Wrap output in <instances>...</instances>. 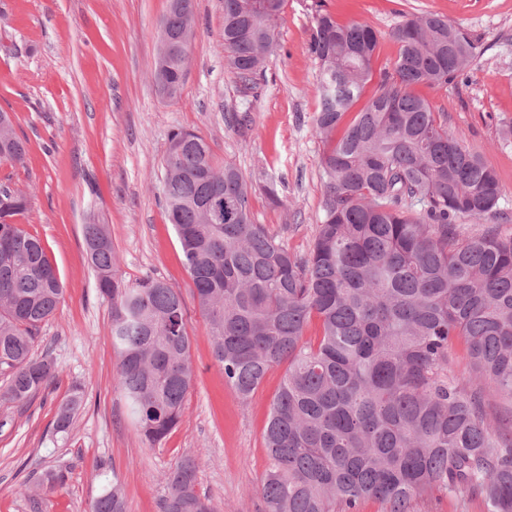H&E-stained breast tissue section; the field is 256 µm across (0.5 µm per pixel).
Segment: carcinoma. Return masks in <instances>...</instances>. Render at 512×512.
Listing matches in <instances>:
<instances>
[{
  "label": "carcinoma",
  "instance_id": "obj_1",
  "mask_svg": "<svg viewBox=\"0 0 512 512\" xmlns=\"http://www.w3.org/2000/svg\"><path fill=\"white\" fill-rule=\"evenodd\" d=\"M284 0H224V57L242 78L272 52ZM196 38L195 0H169L161 21ZM394 73L336 136L371 76L379 36L318 13L310 51L319 65L317 135L323 219L301 255L252 219V184L209 142L182 128L168 138L163 206L208 324L213 357L234 394L248 401L270 368L287 365L264 430L270 464L261 479L266 512H352L364 498L385 512H412L434 488L482 497L486 512H512V426L487 419V394L512 398V237L498 233L502 192L483 157L462 145L413 93L462 73L477 46L434 14L395 27ZM153 80L182 96V51L157 54ZM26 142L0 109V157L23 163ZM27 202L0 189V400L23 403L56 378L34 356L42 323L63 285L42 242L15 222ZM486 227L475 238L457 221ZM85 253L99 293L112 300L115 389L140 433L161 442L181 421L191 388V338L180 292L156 278L135 286L117 276L112 239L87 224ZM319 334L305 335L312 321ZM463 339L472 377L448 375L449 349ZM57 411L66 430L80 407ZM186 457L165 475L162 512H215ZM92 512H126L120 485Z\"/></svg>",
  "mask_w": 512,
  "mask_h": 512
}]
</instances>
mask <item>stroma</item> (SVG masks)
Masks as SVG:
<instances>
[{
  "mask_svg": "<svg viewBox=\"0 0 512 512\" xmlns=\"http://www.w3.org/2000/svg\"><path fill=\"white\" fill-rule=\"evenodd\" d=\"M167 8L168 0H0V108L12 112L28 148L24 165L0 167V184L27 193L17 222L43 242L64 287L34 346L35 356L53 359L54 382L26 402H0V512H90L115 481L127 512H161L163 477L187 456L198 463L199 492L220 512H265L263 433L285 368L271 369L245 403L225 383L162 205L164 161L172 129L202 135L217 163L234 164L255 184V223L307 253L324 195L309 47L317 11L379 33L356 113L392 72L399 45L391 31L406 17L434 13L475 40L479 53L465 72L414 92L494 169L504 198L499 231L512 234V140L503 138L512 126V0H285L274 51L247 79L224 66L223 0H196L197 36L177 102L160 96L151 76ZM271 179L283 206L261 190ZM88 224L106 225L125 283L164 280L184 303L193 383L181 423L154 446L113 388L112 304L85 258ZM76 392L81 406L58 431L57 408ZM58 466L64 483L39 486ZM414 512L486 509L477 495L435 489Z\"/></svg>",
  "mask_w": 512,
  "mask_h": 512,
  "instance_id": "stroma-1",
  "label": "stroma"
}]
</instances>
